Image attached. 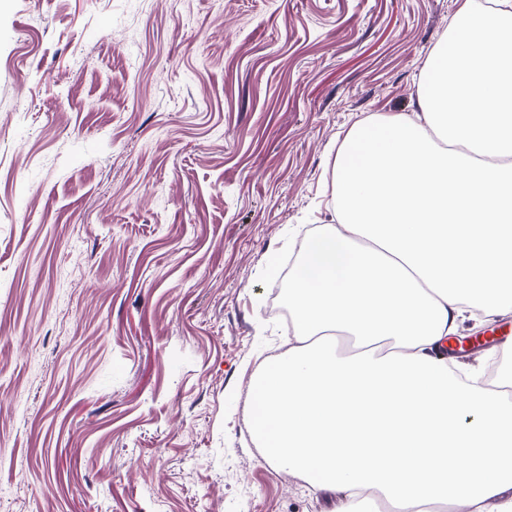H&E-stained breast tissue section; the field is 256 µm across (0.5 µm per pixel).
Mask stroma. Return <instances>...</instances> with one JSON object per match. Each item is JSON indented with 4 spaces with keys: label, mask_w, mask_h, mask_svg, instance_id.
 Wrapping results in <instances>:
<instances>
[{
    "label": "stroma",
    "mask_w": 512,
    "mask_h": 512,
    "mask_svg": "<svg viewBox=\"0 0 512 512\" xmlns=\"http://www.w3.org/2000/svg\"><path fill=\"white\" fill-rule=\"evenodd\" d=\"M461 3L0 0V512H341L248 426L271 293Z\"/></svg>",
    "instance_id": "35a3bbf8"
}]
</instances>
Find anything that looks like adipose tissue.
<instances>
[{"label":"adipose tissue","mask_w":512,"mask_h":512,"mask_svg":"<svg viewBox=\"0 0 512 512\" xmlns=\"http://www.w3.org/2000/svg\"><path fill=\"white\" fill-rule=\"evenodd\" d=\"M417 107L338 149L337 221L303 246L251 429L345 512L369 489L394 512H512V361L490 384L440 354L460 321L512 312V0H463Z\"/></svg>","instance_id":"adipose-tissue-1"}]
</instances>
